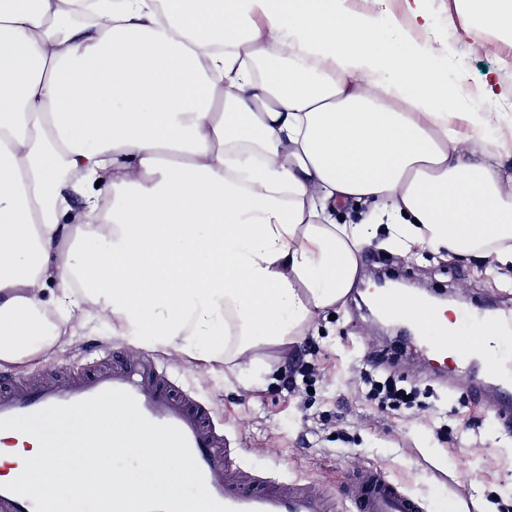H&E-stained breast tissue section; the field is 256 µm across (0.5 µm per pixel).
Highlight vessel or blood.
<instances>
[{
	"label": "vessel or blood",
	"instance_id": "vessel-or-blood-1",
	"mask_svg": "<svg viewBox=\"0 0 512 512\" xmlns=\"http://www.w3.org/2000/svg\"><path fill=\"white\" fill-rule=\"evenodd\" d=\"M481 398L500 413L512 412V374L503 373L494 393ZM112 403L132 412L140 433L109 431L92 412ZM75 410L88 411L81 435L62 466L80 469L86 448H174L192 483L202 493L191 505L181 492L116 496L112 512H424L421 500L376 466L346 483L343 498L309 483L279 480L232 460L228 441L207 404L183 390L167 369L150 357L115 359L109 365L67 380L45 379L27 386L0 376V435L34 437L45 420ZM87 503L59 499L47 503L31 481L0 482V512H86Z\"/></svg>",
	"mask_w": 512,
	"mask_h": 512
}]
</instances>
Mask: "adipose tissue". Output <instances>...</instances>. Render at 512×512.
<instances>
[{"label": "adipose tissue", "mask_w": 512, "mask_h": 512, "mask_svg": "<svg viewBox=\"0 0 512 512\" xmlns=\"http://www.w3.org/2000/svg\"><path fill=\"white\" fill-rule=\"evenodd\" d=\"M0 0V362L110 335L223 363L298 343L355 285L373 234L512 264V168L405 13L349 0ZM512 40V0H456ZM480 137V150L466 141ZM233 346H226L227 337ZM46 438L0 446V478L47 499L181 490L174 451L115 448L41 482ZM132 457L139 468L118 470ZM340 217H343V220H340ZM336 221L340 224H376L367 206L353 203L336 211Z\"/></svg>", "instance_id": "ef3b65f1"}]
</instances>
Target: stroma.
Instances as JSON below:
<instances>
[{"label":"stroma","instance_id":"1","mask_svg":"<svg viewBox=\"0 0 512 512\" xmlns=\"http://www.w3.org/2000/svg\"><path fill=\"white\" fill-rule=\"evenodd\" d=\"M431 32H415L447 68L450 84L474 90L490 85L483 110L490 127L512 125V42L496 36H466L454 0H427ZM347 224H373L367 206L337 211ZM376 239L365 252L358 277L395 269L413 286L447 292L464 304L512 311V265L490 274L487 259L455 257L447 251L405 252L386 241L387 224H373ZM143 348L91 322L62 351L47 358L0 365V372L32 383L48 376L75 375L98 358H136ZM183 388L206 400L217 427L243 441L249 466L300 478L333 493L344 478L379 466L419 498L427 512L440 499L467 501L469 512H512V421L490 412L474 383H487L486 369L460 374L455 385L433 380L413 344L378 333L356 294L333 315L319 319L300 345L258 351L227 363L188 361L161 353ZM393 375L416 387L411 406L391 409L367 400L358 389L362 370ZM252 374L251 387L242 377Z\"/></svg>","mask_w":512,"mask_h":512}]
</instances>
